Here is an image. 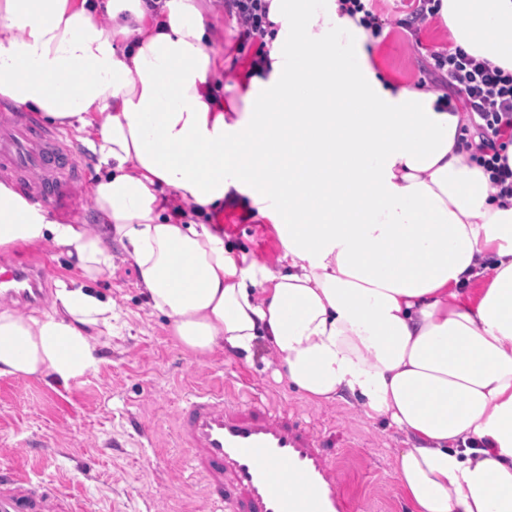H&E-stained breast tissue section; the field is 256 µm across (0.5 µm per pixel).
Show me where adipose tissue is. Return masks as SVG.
<instances>
[{
	"instance_id": "adipose-tissue-1",
	"label": "adipose tissue",
	"mask_w": 512,
	"mask_h": 512,
	"mask_svg": "<svg viewBox=\"0 0 512 512\" xmlns=\"http://www.w3.org/2000/svg\"><path fill=\"white\" fill-rule=\"evenodd\" d=\"M265 2L267 52L223 97L211 0H0V96L83 133L105 167L93 228L0 185V247L50 243L79 272L50 311L0 309V378L98 371L117 315L87 283L115 240L186 352L265 342L278 380L403 434L411 512H512V196L465 145L468 113L379 73L340 0ZM439 16L512 73V0ZM240 197L275 225L278 265L199 223Z\"/></svg>"
}]
</instances>
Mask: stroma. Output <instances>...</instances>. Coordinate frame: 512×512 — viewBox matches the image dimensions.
I'll return each mask as SVG.
<instances>
[{
    "mask_svg": "<svg viewBox=\"0 0 512 512\" xmlns=\"http://www.w3.org/2000/svg\"><path fill=\"white\" fill-rule=\"evenodd\" d=\"M384 21L370 39L376 67L400 85L426 80L428 50L448 46L440 19L411 36L405 0H373ZM211 19L224 32V66L240 69L258 42H238L232 18L215 6ZM423 50L415 52L412 40ZM201 223L223 222L226 243L262 264L277 265L282 246L274 225L255 218L248 205L227 204L202 214ZM6 256L29 255L47 265V287L77 277L65 250L19 243ZM112 298L119 332L102 349L99 370L69 386L33 378L0 379V464H21L33 482L78 501L84 512H213L196 487L190 452L174 445L175 420L188 386L217 381L260 397L270 411L297 414L327 448L348 512H410L394 472L401 437L383 421L345 402L308 401L277 381L276 363L264 349L251 359L215 351L194 357L173 341L169 326L153 314L138 286L132 261L116 259L112 271L91 283Z\"/></svg>",
    "mask_w": 512,
    "mask_h": 512,
    "instance_id": "35a3bbf8",
    "label": "stroma"
}]
</instances>
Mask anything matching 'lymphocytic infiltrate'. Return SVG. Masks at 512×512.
<instances>
[{
	"mask_svg": "<svg viewBox=\"0 0 512 512\" xmlns=\"http://www.w3.org/2000/svg\"><path fill=\"white\" fill-rule=\"evenodd\" d=\"M429 58L437 76L431 91L437 92L439 102L462 103L477 116V150L490 173V185L504 194L512 192V167L500 155L503 137H512V73L458 48L432 51Z\"/></svg>",
	"mask_w": 512,
	"mask_h": 512,
	"instance_id": "obj_1",
	"label": "lymphocytic infiltrate"
}]
</instances>
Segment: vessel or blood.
<instances>
[{"label": "vessel or blood", "instance_id": "b4317fda", "mask_svg": "<svg viewBox=\"0 0 512 512\" xmlns=\"http://www.w3.org/2000/svg\"><path fill=\"white\" fill-rule=\"evenodd\" d=\"M83 181L71 139L0 103V183L72 224L89 204ZM44 282L41 261L0 263L2 295L35 303ZM176 439L190 449L189 466L213 503L232 497L240 512H345L331 456L297 415L268 412L258 401L243 406L239 396L217 385L187 399L177 416ZM299 483L313 488V497L298 495ZM0 512L80 510L9 464L0 467Z\"/></svg>", "mask_w": 512, "mask_h": 512}]
</instances>
